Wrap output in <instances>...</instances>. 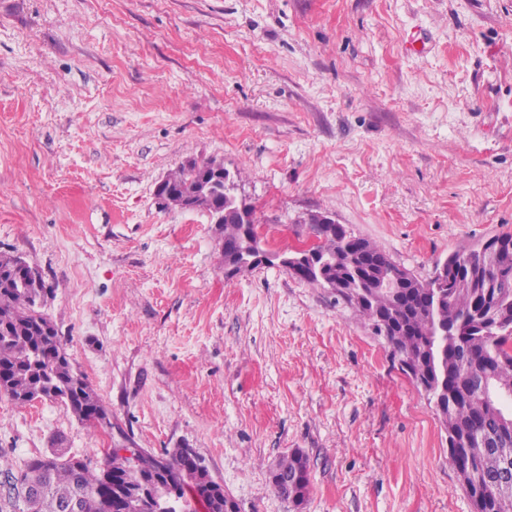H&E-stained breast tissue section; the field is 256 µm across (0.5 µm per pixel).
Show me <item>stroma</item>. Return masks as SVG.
Instances as JSON below:
<instances>
[{
	"label": "stroma",
	"mask_w": 512,
	"mask_h": 512,
	"mask_svg": "<svg viewBox=\"0 0 512 512\" xmlns=\"http://www.w3.org/2000/svg\"><path fill=\"white\" fill-rule=\"evenodd\" d=\"M272 249L325 214L419 278L512 232V0H0V252L112 415L0 394V458L190 448L240 512H472L448 435L334 290L224 275L192 159ZM310 463L302 507L269 470Z\"/></svg>",
	"instance_id": "35a3bbf8"
}]
</instances>
